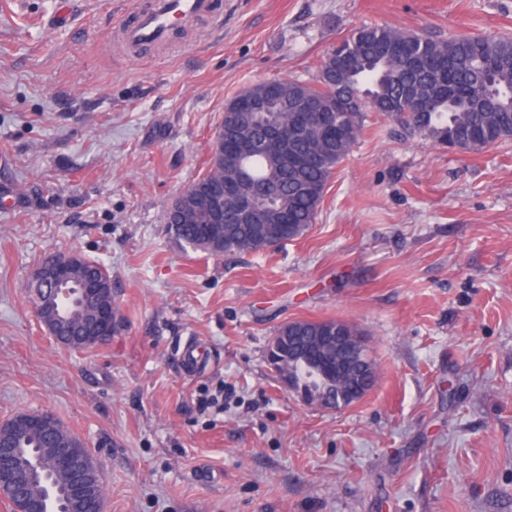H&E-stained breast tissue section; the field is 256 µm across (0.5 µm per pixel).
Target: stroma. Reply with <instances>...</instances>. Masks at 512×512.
I'll return each instance as SVG.
<instances>
[{"instance_id":"35a3bbf8","label":"stroma","mask_w":512,"mask_h":512,"mask_svg":"<svg viewBox=\"0 0 512 512\" xmlns=\"http://www.w3.org/2000/svg\"><path fill=\"white\" fill-rule=\"evenodd\" d=\"M218 2L133 56L129 0H0V425L51 412L104 512H512V141L456 153L369 111L303 237L215 257L165 220L245 88L316 82L364 25L512 36V0ZM58 251L111 271L109 344L38 322L28 277ZM323 319L373 348L355 405L267 360L281 325Z\"/></svg>"}]
</instances>
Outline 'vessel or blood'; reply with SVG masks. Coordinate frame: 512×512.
<instances>
[{
	"instance_id": "1",
	"label": "vessel or blood",
	"mask_w": 512,
	"mask_h": 512,
	"mask_svg": "<svg viewBox=\"0 0 512 512\" xmlns=\"http://www.w3.org/2000/svg\"><path fill=\"white\" fill-rule=\"evenodd\" d=\"M217 13L215 0H137L120 36L135 49H161L172 45L176 30Z\"/></svg>"
}]
</instances>
